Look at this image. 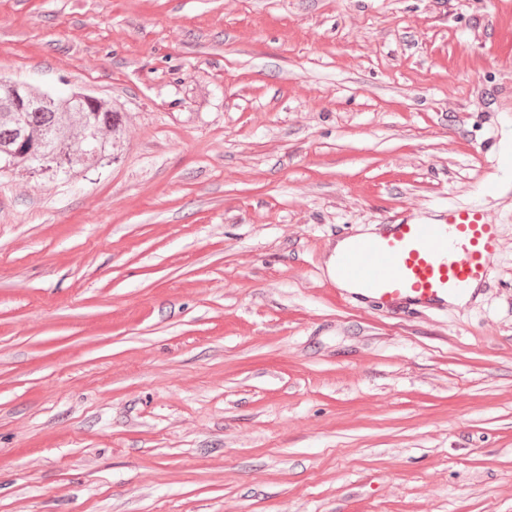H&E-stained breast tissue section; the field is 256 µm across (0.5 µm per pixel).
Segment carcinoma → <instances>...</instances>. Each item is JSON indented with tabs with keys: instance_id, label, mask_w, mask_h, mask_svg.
I'll list each match as a JSON object with an SVG mask.
<instances>
[{
	"instance_id": "obj_1",
	"label": "carcinoma",
	"mask_w": 512,
	"mask_h": 512,
	"mask_svg": "<svg viewBox=\"0 0 512 512\" xmlns=\"http://www.w3.org/2000/svg\"><path fill=\"white\" fill-rule=\"evenodd\" d=\"M15 100L41 101L40 109L14 112ZM117 113L105 101L80 90L39 91L25 84L0 82V169L23 166L34 172L69 173L105 160ZM43 145L39 159L18 148V139Z\"/></svg>"
}]
</instances>
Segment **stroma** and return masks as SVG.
Wrapping results in <instances>:
<instances>
[{
    "instance_id": "obj_1",
    "label": "stroma",
    "mask_w": 512,
    "mask_h": 512,
    "mask_svg": "<svg viewBox=\"0 0 512 512\" xmlns=\"http://www.w3.org/2000/svg\"><path fill=\"white\" fill-rule=\"evenodd\" d=\"M0 76L122 119L0 173V512H512V0H0ZM472 203L465 305L324 273Z\"/></svg>"
}]
</instances>
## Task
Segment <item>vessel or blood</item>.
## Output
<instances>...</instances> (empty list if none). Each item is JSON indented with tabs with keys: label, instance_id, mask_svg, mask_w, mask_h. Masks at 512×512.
<instances>
[{
	"label": "vessel or blood",
	"instance_id": "1",
	"mask_svg": "<svg viewBox=\"0 0 512 512\" xmlns=\"http://www.w3.org/2000/svg\"><path fill=\"white\" fill-rule=\"evenodd\" d=\"M499 246V227L482 206L454 205L436 219L395 220L352 239L338 275L376 304L439 310L484 283Z\"/></svg>",
	"mask_w": 512,
	"mask_h": 512
}]
</instances>
